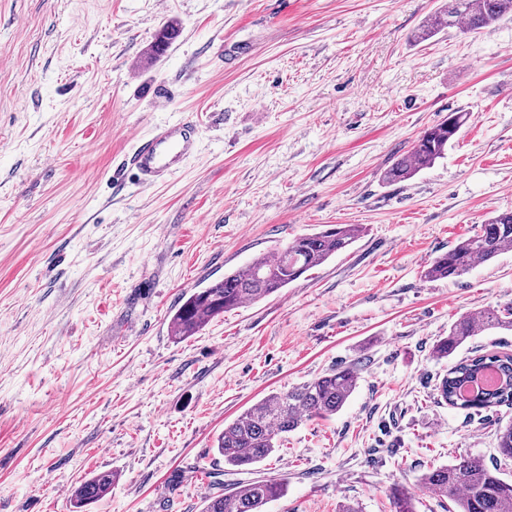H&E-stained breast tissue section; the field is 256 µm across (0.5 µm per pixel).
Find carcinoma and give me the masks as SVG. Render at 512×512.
<instances>
[{
    "label": "carcinoma",
    "instance_id": "obj_1",
    "mask_svg": "<svg viewBox=\"0 0 512 512\" xmlns=\"http://www.w3.org/2000/svg\"><path fill=\"white\" fill-rule=\"evenodd\" d=\"M512 15V0H448L446 9L435 13L424 25L426 40L448 28L461 33L487 27ZM469 113L452 112L429 127L411 150L385 172L387 182L404 181L444 158L448 144L468 121ZM361 227L336 224L319 232L297 236L289 244L254 258L224 278L198 288L182 299L171 317V331L181 339L195 335L211 319L245 304L261 301L309 270L325 263L351 246ZM512 251V212L492 217L480 231L448 252L436 257L424 272L428 280L461 276L479 263ZM512 330V306L487 308L479 315H463L448 335L436 340L432 355L451 357L465 343L486 331ZM493 369L502 383L467 399L461 389L485 370ZM359 368L353 363L334 368L313 380L263 398L224 426L214 448L224 464L244 471L279 449L288 433L305 421L326 418L342 409L355 391ZM438 396L448 405L477 412L512 405V353L476 350L458 360L436 384ZM512 461V424L497 430V456L490 463L481 457L463 456L448 465L432 468L419 477L421 484L438 499L454 503L457 512H512V481L501 478V465ZM114 475L104 471L83 481L74 491V508L82 509L112 491ZM284 483L276 479L254 480L244 487L205 497L202 512H264L266 504L280 498ZM395 512H416L414 500L403 489L393 492Z\"/></svg>",
    "mask_w": 512,
    "mask_h": 512
}]
</instances>
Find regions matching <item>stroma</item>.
Segmentation results:
<instances>
[{
  "instance_id": "stroma-1",
  "label": "stroma",
  "mask_w": 512,
  "mask_h": 512,
  "mask_svg": "<svg viewBox=\"0 0 512 512\" xmlns=\"http://www.w3.org/2000/svg\"><path fill=\"white\" fill-rule=\"evenodd\" d=\"M446 0H0V512H200L281 479L267 512H417L419 482L492 460L512 406L439 401L432 355L460 316L512 305V251L429 281L440 254L512 211V17L423 40ZM178 38L152 54L161 29ZM172 94L161 107L156 97ZM469 113L444 159L384 171ZM193 116L166 182L112 174L136 138ZM331 224L350 248L266 299L175 339L182 297ZM358 363L344 407L256 469L214 441L270 393ZM114 475L104 471L83 481L74 491V508L83 509L109 494Z\"/></svg>"
}]
</instances>
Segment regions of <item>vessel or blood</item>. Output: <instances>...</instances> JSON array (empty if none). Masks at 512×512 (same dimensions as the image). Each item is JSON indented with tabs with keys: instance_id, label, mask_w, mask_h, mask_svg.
<instances>
[{
	"instance_id": "obj_1",
	"label": "vessel or blood",
	"mask_w": 512,
	"mask_h": 512,
	"mask_svg": "<svg viewBox=\"0 0 512 512\" xmlns=\"http://www.w3.org/2000/svg\"><path fill=\"white\" fill-rule=\"evenodd\" d=\"M197 135L196 122L187 118L138 138L129 160L137 180L151 185L169 178L194 153Z\"/></svg>"
}]
</instances>
